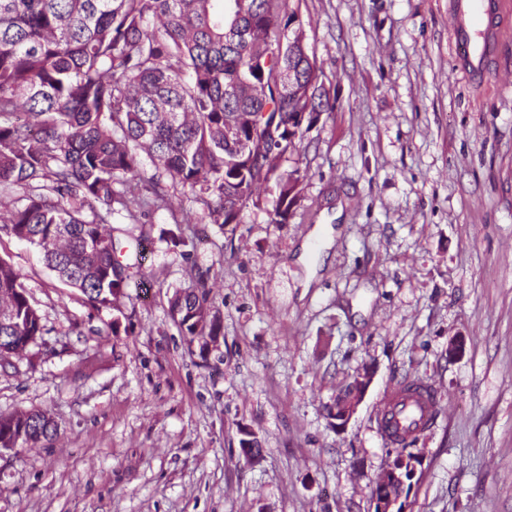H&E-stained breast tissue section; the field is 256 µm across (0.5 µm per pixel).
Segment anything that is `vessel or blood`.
Segmentation results:
<instances>
[{"instance_id":"1","label":"vessel or blood","mask_w":512,"mask_h":512,"mask_svg":"<svg viewBox=\"0 0 512 512\" xmlns=\"http://www.w3.org/2000/svg\"><path fill=\"white\" fill-rule=\"evenodd\" d=\"M503 10L502 0H453V39L460 68L478 77L496 44L502 40L504 26L494 24L493 18ZM411 419L410 405L389 403L381 419L384 437L403 431Z\"/></svg>"}]
</instances>
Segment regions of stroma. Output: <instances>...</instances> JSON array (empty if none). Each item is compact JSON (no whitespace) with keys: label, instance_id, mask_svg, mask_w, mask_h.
<instances>
[{"label":"stroma","instance_id":"stroma-1","mask_svg":"<svg viewBox=\"0 0 512 512\" xmlns=\"http://www.w3.org/2000/svg\"><path fill=\"white\" fill-rule=\"evenodd\" d=\"M505 3L511 33L479 83L453 68L448 0H294L331 108L281 164L300 180L288 222L269 223L270 188L231 227L180 193L147 224L113 214L120 310H92L0 231L45 328L35 366L0 369V414L54 425L0 449V512H371L389 460L378 415L407 379L438 402L408 512H512ZM198 273L215 347L188 344L170 313ZM368 364L363 403L332 427L327 405ZM245 429L260 457L242 453Z\"/></svg>","mask_w":512,"mask_h":512}]
</instances>
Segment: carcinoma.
<instances>
[{"instance_id":"carcinoma-1","label":"carcinoma","mask_w":512,"mask_h":512,"mask_svg":"<svg viewBox=\"0 0 512 512\" xmlns=\"http://www.w3.org/2000/svg\"><path fill=\"white\" fill-rule=\"evenodd\" d=\"M297 15L290 0H0V227L41 249L45 264L100 311L128 296L112 213L133 224L181 189L211 224H238L257 184L275 180L269 223H288L303 150L288 134L312 124L323 95L280 85L288 57L273 52ZM251 145L244 153L241 142ZM155 165L145 175L136 150ZM151 196L129 209L132 185ZM22 275L0 258V367H15L43 335ZM170 312L189 343L216 341L219 316L204 274ZM50 417L0 415V448L51 435Z\"/></svg>"}]
</instances>
